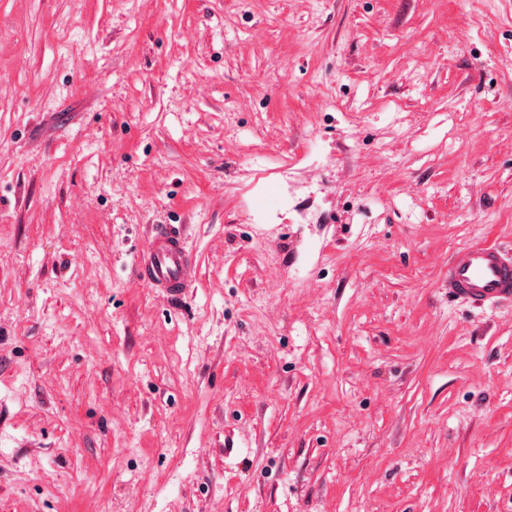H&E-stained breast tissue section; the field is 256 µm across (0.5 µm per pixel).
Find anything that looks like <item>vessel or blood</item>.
Segmentation results:
<instances>
[{"label": "vessel or blood", "mask_w": 512, "mask_h": 512, "mask_svg": "<svg viewBox=\"0 0 512 512\" xmlns=\"http://www.w3.org/2000/svg\"><path fill=\"white\" fill-rule=\"evenodd\" d=\"M450 299L483 310L512 302V248L478 242L458 249L447 261ZM196 263L179 224H156L138 258L143 287L167 298L180 297L196 278Z\"/></svg>", "instance_id": "vessel-or-blood-1"}]
</instances>
